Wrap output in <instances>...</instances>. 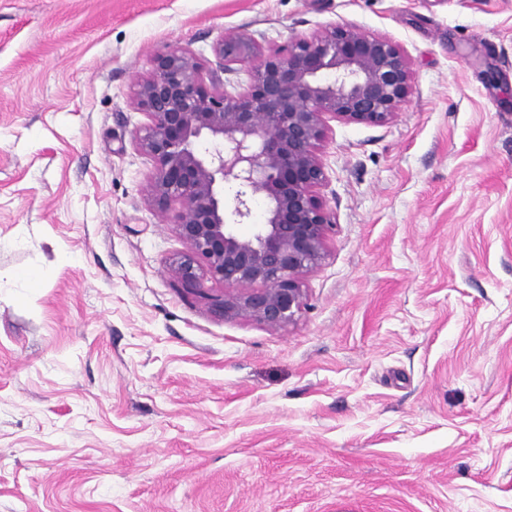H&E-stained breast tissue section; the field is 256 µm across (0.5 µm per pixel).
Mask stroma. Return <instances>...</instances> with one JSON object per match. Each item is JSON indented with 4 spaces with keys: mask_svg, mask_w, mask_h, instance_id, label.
Here are the masks:
<instances>
[{
    "mask_svg": "<svg viewBox=\"0 0 512 512\" xmlns=\"http://www.w3.org/2000/svg\"><path fill=\"white\" fill-rule=\"evenodd\" d=\"M329 24L411 93L331 121L298 319L224 318L135 85ZM0 512H512V0H0Z\"/></svg>",
    "mask_w": 512,
    "mask_h": 512,
    "instance_id": "obj_1",
    "label": "stroma"
}]
</instances>
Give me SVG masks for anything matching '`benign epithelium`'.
Wrapping results in <instances>:
<instances>
[{
	"instance_id": "benign-epithelium-1",
	"label": "benign epithelium",
	"mask_w": 512,
	"mask_h": 512,
	"mask_svg": "<svg viewBox=\"0 0 512 512\" xmlns=\"http://www.w3.org/2000/svg\"><path fill=\"white\" fill-rule=\"evenodd\" d=\"M214 52L226 71L249 65L245 87L206 81L184 48L157 55L137 82L133 105L148 123L136 148L152 164L147 199L172 216L186 245L169 273L224 286L219 314L276 330L301 312L304 279L324 260L336 224L319 194L329 121L392 122L411 91V63L393 40L335 24L277 50L229 32ZM203 138L212 149L202 153ZM256 196L269 202L266 220L241 235L236 226L249 223Z\"/></svg>"
}]
</instances>
